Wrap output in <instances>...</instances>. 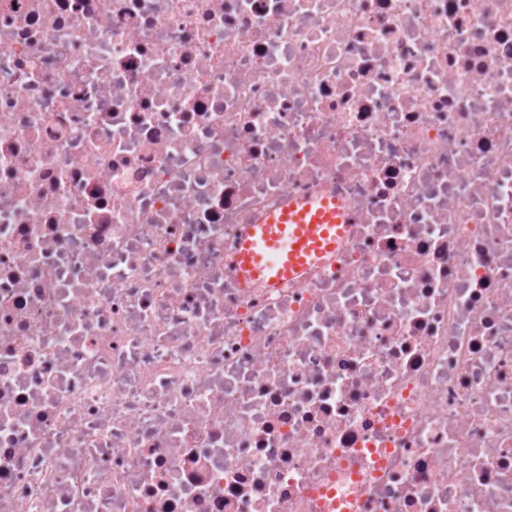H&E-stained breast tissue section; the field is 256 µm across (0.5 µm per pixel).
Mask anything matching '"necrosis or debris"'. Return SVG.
Masks as SVG:
<instances>
[{
	"label": "necrosis or debris",
	"instance_id": "4bbe7bcc",
	"mask_svg": "<svg viewBox=\"0 0 512 512\" xmlns=\"http://www.w3.org/2000/svg\"><path fill=\"white\" fill-rule=\"evenodd\" d=\"M0 512H512V0H0ZM351 217L336 195L288 199V206L254 224L237 265L243 279L275 284L291 279L340 246Z\"/></svg>",
	"mask_w": 512,
	"mask_h": 512
}]
</instances>
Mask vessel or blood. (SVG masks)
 Returning a JSON list of instances; mask_svg holds the SVG:
<instances>
[{"label":"vessel or blood","instance_id":"vessel-or-blood-1","mask_svg":"<svg viewBox=\"0 0 512 512\" xmlns=\"http://www.w3.org/2000/svg\"><path fill=\"white\" fill-rule=\"evenodd\" d=\"M350 216L327 193L289 200L280 212L253 225L238 255V271L247 280L274 284L293 278L340 246Z\"/></svg>","mask_w":512,"mask_h":512}]
</instances>
